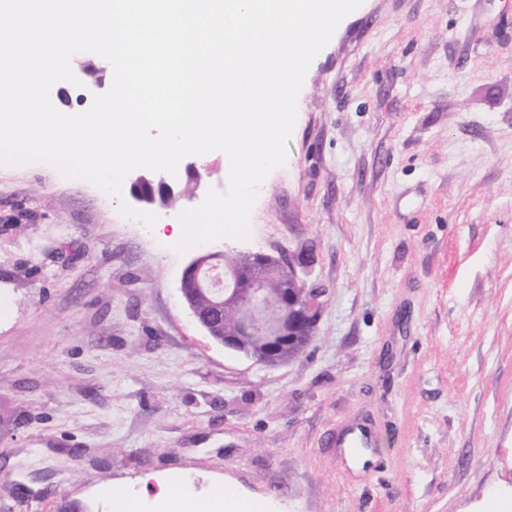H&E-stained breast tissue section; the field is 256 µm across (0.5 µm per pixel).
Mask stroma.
I'll return each instance as SVG.
<instances>
[{
	"label": "stroma",
	"mask_w": 512,
	"mask_h": 512,
	"mask_svg": "<svg viewBox=\"0 0 512 512\" xmlns=\"http://www.w3.org/2000/svg\"><path fill=\"white\" fill-rule=\"evenodd\" d=\"M71 66L50 96L82 112L111 65ZM228 174L186 157L162 205L0 166V512H150L176 476L261 512H512V0H364L313 60L248 239L209 244L311 253L315 338L274 368L206 335L196 249L151 231ZM374 444L373 433L362 425H356L336 440V445L345 448L346 454H350L348 448H369Z\"/></svg>",
	"instance_id": "stroma-1"
}]
</instances>
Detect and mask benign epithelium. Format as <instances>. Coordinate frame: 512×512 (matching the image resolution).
<instances>
[{
    "mask_svg": "<svg viewBox=\"0 0 512 512\" xmlns=\"http://www.w3.org/2000/svg\"><path fill=\"white\" fill-rule=\"evenodd\" d=\"M133 195L151 203L155 195L162 200L172 194L171 187L164 181L154 182L145 177H137L131 185ZM211 260V253L203 252L185 268L181 281L182 298L197 322L208 336L224 348L244 354L255 363L275 367L296 358V355L280 354L281 347L292 345L302 336L315 335L318 318V299L325 289L308 288L302 278L307 273L309 261L304 257L281 254L277 257L263 252L238 254V263L229 270L231 285L216 290L212 301L213 310L202 315L196 305L198 291L201 290L200 275ZM263 270L269 277L280 280V293L268 299L264 289L257 287L255 280L242 276V272ZM234 304L241 312L237 330L232 335L224 333V303ZM265 308L279 310L265 326L258 325L260 303Z\"/></svg>",
    "mask_w": 512,
    "mask_h": 512,
    "instance_id": "obj_1",
    "label": "benign epithelium"
}]
</instances>
